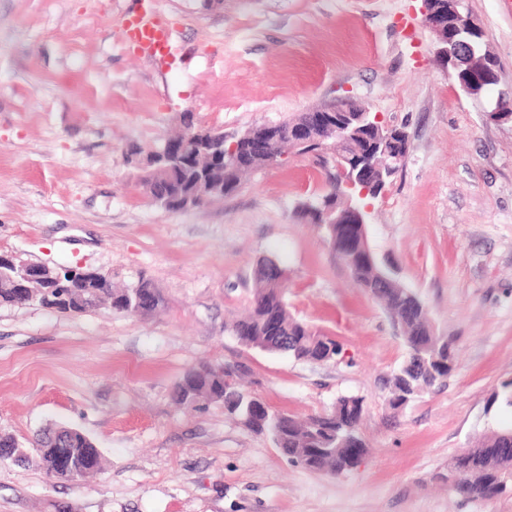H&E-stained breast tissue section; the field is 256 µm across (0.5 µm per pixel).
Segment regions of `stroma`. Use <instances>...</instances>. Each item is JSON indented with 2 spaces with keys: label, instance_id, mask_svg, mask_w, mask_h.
<instances>
[{
  "label": "stroma",
  "instance_id": "stroma-1",
  "mask_svg": "<svg viewBox=\"0 0 512 512\" xmlns=\"http://www.w3.org/2000/svg\"><path fill=\"white\" fill-rule=\"evenodd\" d=\"M466 3L512 92V0ZM137 7L0 0V252L120 287L146 280L163 297L150 315L0 307V431L25 443L65 424L104 457L101 474L70 482L0 463V512H512V494L470 501L444 478L486 431L512 426L492 399L512 380V125L437 63L422 0H156L175 45L164 66L123 37ZM347 97L408 138L372 203L370 244L457 340L448 378L397 411L401 331L297 217L321 186L307 159L184 210L155 204L125 159L129 145L160 146L187 112L232 135ZM264 258L288 274L291 313L340 343L335 359L297 361L225 331ZM200 364L245 376L299 418L361 397L367 454L339 476L311 471L223 404L181 408L174 386Z\"/></svg>",
  "mask_w": 512,
  "mask_h": 512
}]
</instances>
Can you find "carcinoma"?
<instances>
[{"instance_id": "carcinoma-1", "label": "carcinoma", "mask_w": 512, "mask_h": 512, "mask_svg": "<svg viewBox=\"0 0 512 512\" xmlns=\"http://www.w3.org/2000/svg\"><path fill=\"white\" fill-rule=\"evenodd\" d=\"M457 39L471 44L473 52H483V38L472 32L466 18L467 5L459 7ZM180 162L168 164L153 154H144L141 148H130L126 162L139 171L140 181L148 194L167 207L173 200H181L188 207H199L214 199L227 197L242 187L243 178L256 173L270 163L265 153L248 150L249 157L241 161L229 152L231 141L221 128L201 129L188 136H176ZM316 144H288L282 140L274 149L278 154L306 156L312 159L323 178L322 191L314 198L296 204L297 215L306 220L315 211L327 205L341 207L349 189L344 186L338 167L346 172L356 167L360 158L357 150L364 149L360 140L345 147L331 145L336 154L325 160L316 154ZM352 231L351 249L355 260L347 263L356 284L368 290L389 311L403 333L407 356L390 381L389 404L401 409L414 397L440 383L451 373L455 360V341L435 332L428 312L418 296L396 278H383V267L377 258L369 257L363 247L362 233L351 224H331L325 233L333 241ZM277 263L265 259L255 274V288L247 315L232 323L228 330L245 346L267 341L271 335L268 319L279 318L277 335L288 339L279 351L296 360L319 359L330 349L341 353L340 344L304 321L288 309L283 281L272 273ZM144 294L142 303L135 304V291ZM60 313H83L100 305L131 309L133 313L148 314L162 304L159 292L147 283L133 288H114L112 280L81 281L69 288H39L36 297L12 288L0 279V306L22 307L33 303ZM175 399L190 407L199 399L207 398L224 404V411L239 419L246 427L259 434H268L277 441L288 458L308 469L325 470L340 475L353 467L352 451L366 452V445L358 435L363 413V400L344 396L336 400L329 413L316 414L305 421L291 415L274 412L259 397L242 390L230 374L222 368L202 367L187 370L177 382ZM494 448H512V428L489 431L479 445L454 457L464 472L456 494L471 500H486L503 493L504 480L512 475V453L501 455ZM70 461L82 476L101 467V454L88 436L81 431L57 426L37 434L26 448L10 434L0 433V462L34 463L50 477L72 480V472L63 465Z\"/></svg>"}]
</instances>
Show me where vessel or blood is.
Returning <instances> with one entry per match:
<instances>
[{"label": "vessel or blood", "mask_w": 512, "mask_h": 512, "mask_svg": "<svg viewBox=\"0 0 512 512\" xmlns=\"http://www.w3.org/2000/svg\"><path fill=\"white\" fill-rule=\"evenodd\" d=\"M140 11L128 16L123 35L134 50L156 62H166L173 50V36L166 21L155 10L154 0H139Z\"/></svg>", "instance_id": "vessel-or-blood-1"}]
</instances>
